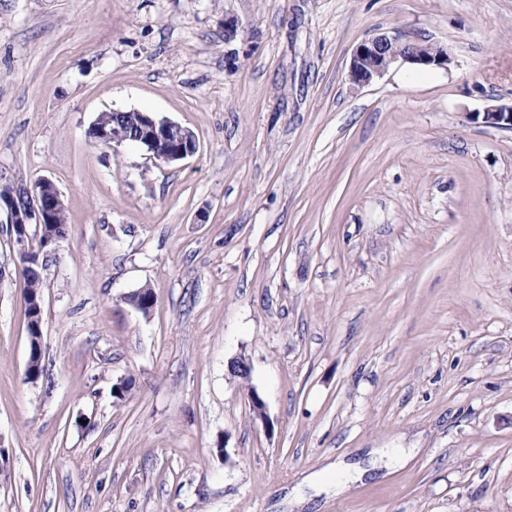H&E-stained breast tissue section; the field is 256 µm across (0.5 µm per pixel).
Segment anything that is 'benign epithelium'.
<instances>
[{"label":"benign epithelium","instance_id":"benign-epithelium-1","mask_svg":"<svg viewBox=\"0 0 512 512\" xmlns=\"http://www.w3.org/2000/svg\"><path fill=\"white\" fill-rule=\"evenodd\" d=\"M451 63V56L443 48L436 54L428 55L420 44L394 31L382 33L366 39L354 50L350 65V77L354 84L366 86L382 77L396 64L435 65L446 68ZM115 116L131 115L137 127V135L131 137L123 127L122 121H112V126H103L95 121L88 134L95 135V142L117 148L125 143L134 142L142 146L149 157L166 164L185 160L197 151L196 136L190 129L167 119L158 118L149 112L136 109L116 110ZM472 119L499 128L512 129V106L493 105L482 112L473 114ZM41 186L26 189V202L20 207L14 204L19 193V183L0 173V223L8 227L17 259L29 260L35 250L52 251L58 239L47 231L46 225L54 223L53 213L57 206L64 204L56 184L44 178ZM35 231H30V228ZM230 374L243 380L251 376L249 360L240 356L228 365ZM247 399L253 415L267 421L265 402L259 393L250 388Z\"/></svg>","mask_w":512,"mask_h":512}]
</instances>
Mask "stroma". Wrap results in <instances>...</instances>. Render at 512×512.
<instances>
[{"label": "stroma", "mask_w": 512, "mask_h": 512, "mask_svg": "<svg viewBox=\"0 0 512 512\" xmlns=\"http://www.w3.org/2000/svg\"><path fill=\"white\" fill-rule=\"evenodd\" d=\"M394 30L452 63L354 85ZM491 105L512 0H0V173L68 212L34 382L0 224V512H512V130L467 118ZM112 109L198 150L94 146ZM340 458L377 469L314 483ZM112 112L117 117L133 116L137 135L130 137L134 134V129H129V136L123 127L122 118L119 121L113 120ZM98 118L109 127L101 126L97 119L91 124L88 136L95 134L96 143H104L112 146L113 149L125 143L134 142L142 146L149 153L150 158L166 164L185 160L197 151V140L193 131L179 123L158 118L152 113L136 109L112 110L101 112Z\"/></svg>", "instance_id": "stroma-1"}]
</instances>
